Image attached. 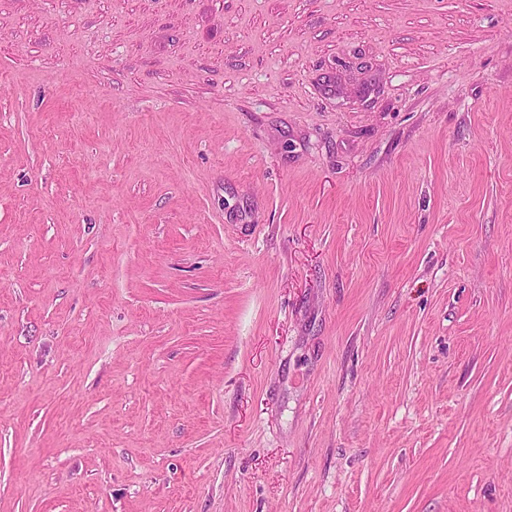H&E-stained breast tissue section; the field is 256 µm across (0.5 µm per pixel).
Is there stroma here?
I'll return each instance as SVG.
<instances>
[{"instance_id": "obj_1", "label": "stroma", "mask_w": 512, "mask_h": 512, "mask_svg": "<svg viewBox=\"0 0 512 512\" xmlns=\"http://www.w3.org/2000/svg\"><path fill=\"white\" fill-rule=\"evenodd\" d=\"M0 512H512V0H0Z\"/></svg>"}]
</instances>
